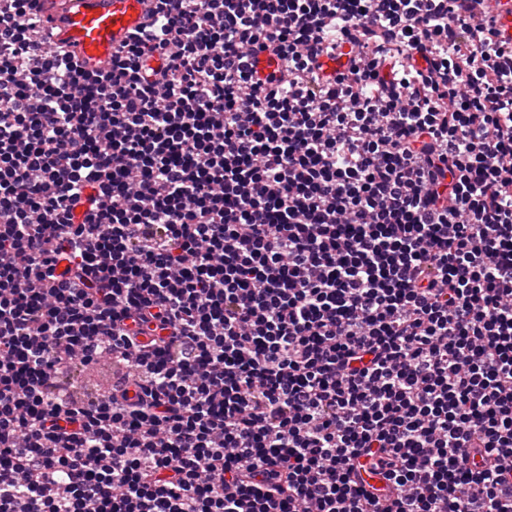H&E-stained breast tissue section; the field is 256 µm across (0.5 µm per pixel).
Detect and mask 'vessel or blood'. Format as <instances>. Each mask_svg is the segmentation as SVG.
Listing matches in <instances>:
<instances>
[{"label": "vessel or blood", "mask_w": 512, "mask_h": 512, "mask_svg": "<svg viewBox=\"0 0 512 512\" xmlns=\"http://www.w3.org/2000/svg\"><path fill=\"white\" fill-rule=\"evenodd\" d=\"M495 20L498 39L512 45V0H484ZM147 0H36L41 37L74 53L80 67L97 72L110 67L112 52L143 25Z\"/></svg>", "instance_id": "b4317fda"}]
</instances>
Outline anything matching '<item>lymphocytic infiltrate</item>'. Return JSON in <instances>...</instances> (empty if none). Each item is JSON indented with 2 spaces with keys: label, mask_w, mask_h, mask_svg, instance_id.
I'll use <instances>...</instances> for the list:
<instances>
[{
  "label": "lymphocytic infiltrate",
  "mask_w": 512,
  "mask_h": 512,
  "mask_svg": "<svg viewBox=\"0 0 512 512\" xmlns=\"http://www.w3.org/2000/svg\"><path fill=\"white\" fill-rule=\"evenodd\" d=\"M33 4L0 0V512H512V49L474 0H151L98 73ZM112 381V368L83 373L74 384L79 391L107 387Z\"/></svg>",
  "instance_id": "obj_1"
}]
</instances>
